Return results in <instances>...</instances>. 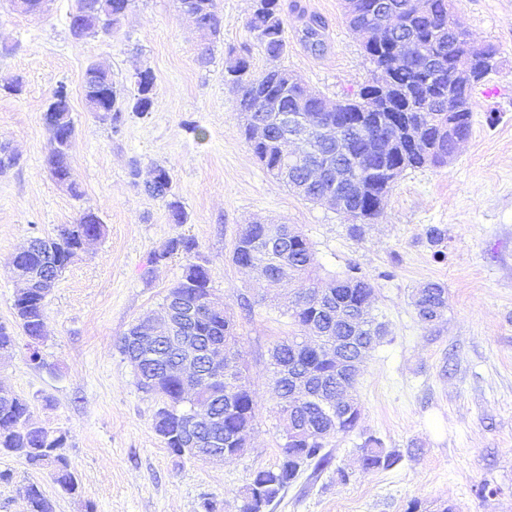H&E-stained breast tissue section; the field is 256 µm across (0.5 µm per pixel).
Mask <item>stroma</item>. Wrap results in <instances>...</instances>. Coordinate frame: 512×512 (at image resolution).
I'll return each instance as SVG.
<instances>
[{
  "mask_svg": "<svg viewBox=\"0 0 512 512\" xmlns=\"http://www.w3.org/2000/svg\"><path fill=\"white\" fill-rule=\"evenodd\" d=\"M287 51L269 59L246 21L254 0H220L224 34L212 60L196 61L199 33L175 0H135L120 31L75 40L76 0H53L34 18L0 4V142L19 154L0 176V324L14 326L15 255L36 237L55 236L85 211L102 220L101 237L80 252L46 301L41 363L17 336L0 355V389L28 401L35 424L65 431L78 482L61 490L49 469L0 454V512H27L24 488L37 485L54 512H239L251 475L276 466L283 444L271 351L300 329L288 312L301 278L260 302L266 284L235 265L246 224H287L309 240L316 274L327 281L350 267L366 275L371 311L388 333L362 367L355 430L328 437L330 466L303 467L267 512H512V0H453L469 39L494 45L501 60L473 93V129L448 165L405 171L381 215L353 236L344 214L303 199L263 169L241 132L238 94L224 83L229 50L249 51L255 72L280 66L313 93L353 96L372 75L362 42L346 25L342 0H282ZM323 23L319 45L304 36L306 17ZM109 66L133 93L135 69L150 70L154 99L144 116L119 128L87 112L82 79L90 62ZM20 83L17 93L7 87ZM66 86L76 128L73 197L45 165L43 112ZM170 172L187 221L172 223L161 199L144 189L151 170ZM442 232L439 243L427 236ZM197 243L214 294L241 338L256 417L247 449L221 462L172 454L154 429L160 397L140 389L119 343L136 321L156 314L188 263L150 256L173 238ZM446 288L441 319L422 323L411 303L426 284ZM400 452L392 470L365 472L367 437ZM348 482H339L337 468ZM493 493H480L482 484Z\"/></svg>",
  "mask_w": 512,
  "mask_h": 512,
  "instance_id": "1",
  "label": "stroma"
}]
</instances>
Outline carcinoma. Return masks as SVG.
<instances>
[{
	"mask_svg": "<svg viewBox=\"0 0 512 512\" xmlns=\"http://www.w3.org/2000/svg\"><path fill=\"white\" fill-rule=\"evenodd\" d=\"M16 12L40 18L46 14L43 0H8ZM134 0H77L75 12L70 17V31L73 37L110 36L118 31L122 20L130 10ZM260 8L253 10L248 29L254 34L261 51L270 58H278L285 53L287 44L284 38L283 5L281 0H261ZM179 11L198 15L207 28L203 33L204 43L197 52V61L205 66L210 63V42L223 34L222 16L218 0H176ZM400 0H365V13L360 17L346 18L349 28L371 23L383 29V36L364 46L366 57L373 71L383 74V80L371 78L361 88L357 96L337 101L335 112L322 110L320 102L300 98L298 87L288 83L289 71L285 68L256 73L251 57L247 54L229 52L224 65V79L236 83L239 93V107L243 118L252 117L267 123V141L250 143L254 156L272 176L283 180L287 185L305 178L306 170L317 159L331 156L335 166L347 172L343 181L331 178L310 183L303 198H315L331 191L346 201L343 214L352 219L350 232L360 236L364 225L375 219L381 212L383 199L391 191L395 179L389 170L398 173L425 166L443 167L448 165V156L455 153V141L448 136H437V127L455 123V135L468 139L472 130V91L475 83L459 86L448 82V73L459 66L468 67L476 75V83L483 81L498 66L487 64L484 54L477 50L464 51L452 48L454 34L464 33L462 24L454 17L451 0H427V12L420 16H410L398 9ZM154 82L147 83L142 93L127 96L112 81L109 69L91 63L83 77V93L87 111L106 113L100 118L104 124L116 125L123 119V113L136 115L148 113L152 103ZM48 109L59 114L71 113L69 95L65 86H59ZM286 114L298 117L308 114L314 120L331 121L340 129L341 135L351 140L349 155H336L333 144L326 141L315 143L302 163L285 170L277 148V141L283 129L282 118ZM393 116L398 124H411L418 121L429 122L433 127L426 133V146L415 148L405 139H397L394 151L384 153L378 139L373 136V126L377 117ZM50 144L46 155V165L50 173L60 179L71 178V154L75 142L74 122L69 120L58 126H47ZM161 180L146 184V191L166 201L172 220L177 224L186 221V214L178 200L171 193V177L162 166L156 167ZM102 227L101 219L93 212L83 213L74 224H67L51 238H38L39 248L18 254L15 259L26 266L42 264L63 265L70 249L79 240L97 233ZM290 227L286 224H265L254 222L246 225L238 235L232 252L236 264L253 267L260 277L276 282L285 274L294 277L312 272L314 256L308 240L300 232L288 237ZM197 245L192 239L179 237L170 240L164 249L153 255L157 261L174 252L192 256ZM176 288L193 299L197 293L211 289L208 270L188 264ZM333 293V301L350 309L361 307L373 296L374 288L370 280L357 268L349 269L340 279L325 285H315L308 289L307 296L294 301L292 317L297 326L310 322L319 324L321 336H333L347 341L344 345L345 358L358 359L368 352L371 330L379 325L376 317H367L356 336L351 329L336 321L319 308L320 296L326 290ZM413 305L419 319L425 323L436 320L447 308L445 289L438 284H429L413 295ZM45 306L42 298L33 293L26 299L14 298L15 321L22 333L30 340L39 338L45 320ZM195 335L206 342H224V365L219 367L222 379L212 380L213 373L201 381L199 396H204L213 387H219L224 395L217 408L220 428L225 438L250 427L255 418L256 404L252 394L236 390V381L241 373L238 336L235 324L215 314H202L193 326ZM294 339L278 343L272 350L271 358L275 385L279 392L288 389V378L282 375V368L290 365L294 369L315 373V388L331 387L334 396H352L356 382L347 385L336 380V365L328 364L324 358L311 351L296 354L292 349ZM161 358L147 364L155 373L160 393L164 396L166 419L154 425L164 436L167 448L176 451L179 436L185 430V414L196 400L186 401L181 397L178 382L163 373V366L174 361L175 349L171 345L161 350ZM31 414L29 403L15 395L12 403L0 404V452L13 453L15 448H27L24 462L32 467L47 466L52 469L55 483L63 490L77 491V480L68 458L63 454L67 435L61 430L48 428L29 429L24 421ZM283 422L291 421L300 427L318 431L333 426L334 433L346 434L358 424V414L346 416L336 414V424H331L327 415L320 411L316 399L311 398L295 411L279 410ZM301 455L306 462H316V466H327L331 462L325 445L319 441L304 439L282 448L279 463L269 469L256 471L244 488L243 495L260 490L264 499L263 507H268L281 491L297 476L298 467L292 465L291 457ZM362 467L366 472L389 470L397 466L402 455L383 446L377 438H368L361 447Z\"/></svg>",
	"mask_w": 512,
	"mask_h": 512,
	"instance_id": "cac0c4a2",
	"label": "carcinoma"
}]
</instances>
